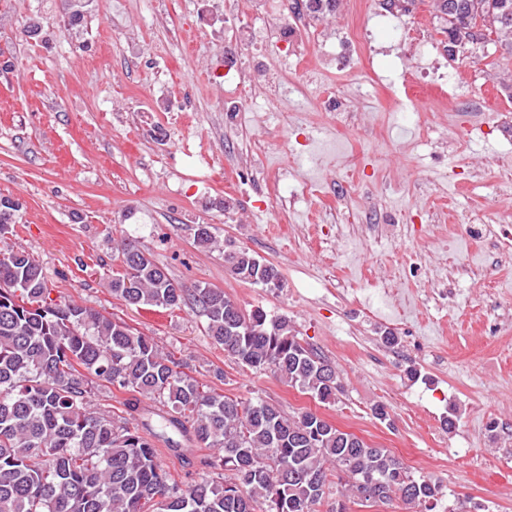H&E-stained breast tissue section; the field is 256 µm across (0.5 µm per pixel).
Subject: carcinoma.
<instances>
[{
    "mask_svg": "<svg viewBox=\"0 0 512 512\" xmlns=\"http://www.w3.org/2000/svg\"><path fill=\"white\" fill-rule=\"evenodd\" d=\"M440 33L463 56L494 37L512 55V0H432ZM18 208L0 205V240ZM211 248L210 224H191ZM112 294L145 310L188 306L236 363L269 371L322 403L340 390L336 365L302 342L286 318L245 312L218 288H182L153 256L122 239ZM240 279L282 287L278 268L245 248L224 251ZM23 248L0 249V512H315L339 471L371 497L408 505L438 501L439 484L417 477L389 449L305 411L286 415L261 399L230 398L123 320L51 297ZM128 398L112 404V391ZM159 407L158 429L135 423L141 400ZM185 438L218 460L182 488L159 465L155 439L178 450Z\"/></svg>",
    "mask_w": 512,
    "mask_h": 512,
    "instance_id": "obj_1",
    "label": "carcinoma"
}]
</instances>
